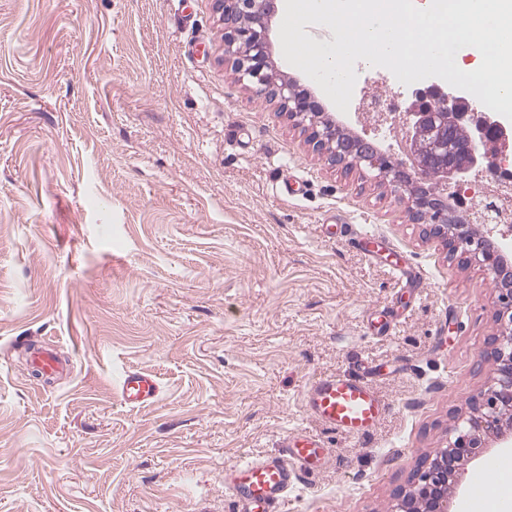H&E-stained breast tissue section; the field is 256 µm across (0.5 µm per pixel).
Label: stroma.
<instances>
[{"instance_id": "obj_1", "label": "stroma", "mask_w": 512, "mask_h": 512, "mask_svg": "<svg viewBox=\"0 0 512 512\" xmlns=\"http://www.w3.org/2000/svg\"><path fill=\"white\" fill-rule=\"evenodd\" d=\"M222 35L214 0H0V512H229L225 466L295 430L331 460L286 512H390L493 375L491 275L314 152ZM355 71L347 130L375 140L364 94L414 88ZM35 348L67 371L36 379ZM364 366L390 404L369 437L308 416L313 378ZM125 369L155 403L120 402Z\"/></svg>"}]
</instances>
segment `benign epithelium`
<instances>
[{
  "label": "benign epithelium",
  "mask_w": 512,
  "mask_h": 512,
  "mask_svg": "<svg viewBox=\"0 0 512 512\" xmlns=\"http://www.w3.org/2000/svg\"><path fill=\"white\" fill-rule=\"evenodd\" d=\"M280 0H215L224 25V59L231 62L238 80L251 94L278 104L294 125L307 133L313 149L333 163L347 167L362 163L378 170L381 180L408 195L413 216L429 212L430 236L440 239L448 252H458L494 275L498 283L495 317L500 332L491 341L494 375L488 386L472 398L467 418L448 436L446 446L418 463L408 487L396 493L392 512H448L449 500L457 489L460 467L481 457L491 437L508 441L512 428V270L493 245L498 225L487 224L478 233L471 224L448 223V202L415 189L405 173L385 162L387 155L365 140L355 143L336 137V124L319 120L324 109L311 93L288 78L273 76L270 56L269 21L278 12ZM448 113V128L459 127L467 135V156L461 162L452 156L439 157L440 177L460 183L472 176L498 172L497 161L512 143V135L496 116L477 109L466 93L443 81L434 80L414 94L406 108L407 152L413 153L419 133L435 119V109Z\"/></svg>",
  "instance_id": "benign-epithelium-1"
}]
</instances>
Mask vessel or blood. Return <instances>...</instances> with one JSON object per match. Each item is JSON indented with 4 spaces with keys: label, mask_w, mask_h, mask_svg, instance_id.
I'll return each mask as SVG.
<instances>
[{
    "label": "vessel or blood",
    "mask_w": 512,
    "mask_h": 512,
    "mask_svg": "<svg viewBox=\"0 0 512 512\" xmlns=\"http://www.w3.org/2000/svg\"><path fill=\"white\" fill-rule=\"evenodd\" d=\"M32 368L43 376H53L66 368L48 350L34 353ZM159 385L154 374L146 371L125 373L120 398L130 407H142L156 401ZM307 414L330 429L364 438L389 411L383 395L375 391L361 375L334 373L318 377L304 390ZM329 451L310 433L289 434L278 453L261 459H247L224 469V488L234 512H279L289 490L304 475L326 465Z\"/></svg>",
    "instance_id": "obj_1"
}]
</instances>
